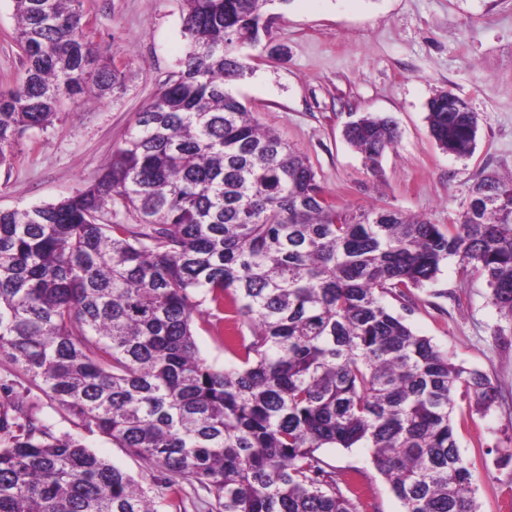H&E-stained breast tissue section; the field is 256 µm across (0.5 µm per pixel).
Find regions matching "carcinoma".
<instances>
[{
    "label": "carcinoma",
    "instance_id": "carcinoma-1",
    "mask_svg": "<svg viewBox=\"0 0 512 512\" xmlns=\"http://www.w3.org/2000/svg\"><path fill=\"white\" fill-rule=\"evenodd\" d=\"M184 2L179 70L98 179L0 209V356L157 475L143 488L5 387L0 512H164L179 481L211 497L209 512H358L325 447L370 449L404 512H480L454 410L459 397L488 412L495 388L387 298L409 310L455 261L512 322V179H477L446 224L325 203L309 160L234 91L251 70L242 49L290 0ZM13 3L25 76L0 93L1 166L63 101L127 89L85 35L80 0ZM426 120L442 150L473 154L463 98H430ZM343 136L379 178L399 130L366 112ZM204 304L237 363L200 354Z\"/></svg>",
    "mask_w": 512,
    "mask_h": 512
}]
</instances>
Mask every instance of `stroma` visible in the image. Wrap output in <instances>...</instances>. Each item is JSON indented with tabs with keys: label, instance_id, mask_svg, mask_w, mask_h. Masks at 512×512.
<instances>
[{
	"label": "stroma",
	"instance_id": "1",
	"mask_svg": "<svg viewBox=\"0 0 512 512\" xmlns=\"http://www.w3.org/2000/svg\"><path fill=\"white\" fill-rule=\"evenodd\" d=\"M183 0H82L90 40L125 69L128 89L96 104L65 102L53 125L26 134L0 167V209L50 203L91 184L136 116L178 70ZM265 49L237 91L260 122L310 161L339 205L389 207L435 224L459 210L474 182L512 177V0H290L273 6ZM12 0H0V91L24 75L14 40ZM466 99L479 117L477 145L460 159L432 138L425 105L436 92ZM363 112L392 118L397 145L380 160L382 181L344 139ZM407 320L456 363L486 374L499 398L486 415L465 403L454 411L462 455L475 462L481 512H512V342L499 339L501 317L483 279L444 267L436 288L415 291ZM196 341L215 366L231 364L221 326L194 315ZM0 383L23 394L55 434L74 426L56 403L8 358ZM87 444L143 486L153 470L102 435ZM320 456L355 480L360 512H403L365 448H323Z\"/></svg>",
	"mask_w": 512,
	"mask_h": 512
}]
</instances>
